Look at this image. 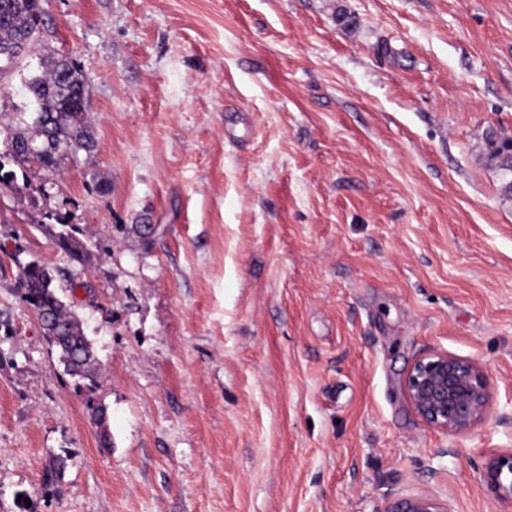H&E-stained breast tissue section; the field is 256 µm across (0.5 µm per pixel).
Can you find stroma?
<instances>
[{"label": "stroma", "instance_id": "35a3bbf8", "mask_svg": "<svg viewBox=\"0 0 512 512\" xmlns=\"http://www.w3.org/2000/svg\"><path fill=\"white\" fill-rule=\"evenodd\" d=\"M43 7L96 148L0 189V512H375L425 491L512 512L485 477L512 451V199L483 139L512 137V0ZM38 67L0 71V147ZM33 260L68 281L95 385L20 297ZM434 349L487 374L496 411L466 434L403 391ZM44 218L52 221V224H59L64 229L57 232L54 236V244L57 249L63 252L74 265H84L88 256V251L83 241L76 235L73 225L67 223L64 217L58 213H45ZM68 227V229H65ZM66 467V457L52 456L46 463L42 476V488L45 493L52 492L61 483Z\"/></svg>", "mask_w": 512, "mask_h": 512}]
</instances>
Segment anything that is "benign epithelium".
Instances as JSON below:
<instances>
[{
  "instance_id": "obj_1",
  "label": "benign epithelium",
  "mask_w": 512,
  "mask_h": 512,
  "mask_svg": "<svg viewBox=\"0 0 512 512\" xmlns=\"http://www.w3.org/2000/svg\"><path fill=\"white\" fill-rule=\"evenodd\" d=\"M404 390L416 413L431 429L446 435L466 433L484 422L494 400L484 369L474 360L446 351H429L408 368ZM512 452L492 459L486 475L504 498L512 500ZM375 512H452L448 502L431 494L388 495Z\"/></svg>"
}]
</instances>
